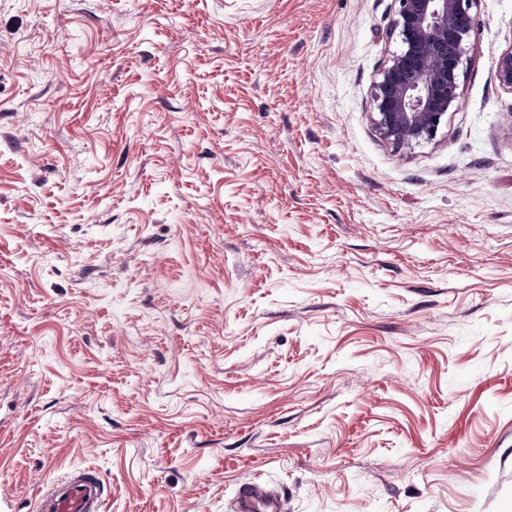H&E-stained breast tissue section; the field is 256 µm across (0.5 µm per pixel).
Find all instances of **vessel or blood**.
Listing matches in <instances>:
<instances>
[{
	"label": "vessel or blood",
	"instance_id": "vessel-or-blood-1",
	"mask_svg": "<svg viewBox=\"0 0 512 512\" xmlns=\"http://www.w3.org/2000/svg\"><path fill=\"white\" fill-rule=\"evenodd\" d=\"M103 493L99 473L81 470L42 490L36 500V512H102ZM234 512H288V501L274 489L245 483L236 492Z\"/></svg>",
	"mask_w": 512,
	"mask_h": 512
}]
</instances>
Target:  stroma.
Here are the masks:
<instances>
[{
	"label": "stroma",
	"mask_w": 512,
	"mask_h": 512,
	"mask_svg": "<svg viewBox=\"0 0 512 512\" xmlns=\"http://www.w3.org/2000/svg\"><path fill=\"white\" fill-rule=\"evenodd\" d=\"M396 0H0V512H512V0L447 127ZM392 54L372 86V122L398 152L434 141L448 125L469 59L481 0H396ZM103 482L92 469L74 472L67 480L52 482L36 500V512H101ZM235 512H288V501L278 491L258 483L239 486L235 495Z\"/></svg>",
	"instance_id": "1"
}]
</instances>
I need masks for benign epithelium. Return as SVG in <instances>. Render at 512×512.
I'll list each match as a JSON object with an SVG mask.
<instances>
[{
    "label": "benign epithelium",
    "instance_id": "1",
    "mask_svg": "<svg viewBox=\"0 0 512 512\" xmlns=\"http://www.w3.org/2000/svg\"><path fill=\"white\" fill-rule=\"evenodd\" d=\"M397 2L392 34L400 49L373 83L371 115L378 134L406 153L434 141L448 125L481 0ZM495 69L500 85L512 91V42L497 56Z\"/></svg>",
    "mask_w": 512,
    "mask_h": 512
}]
</instances>
